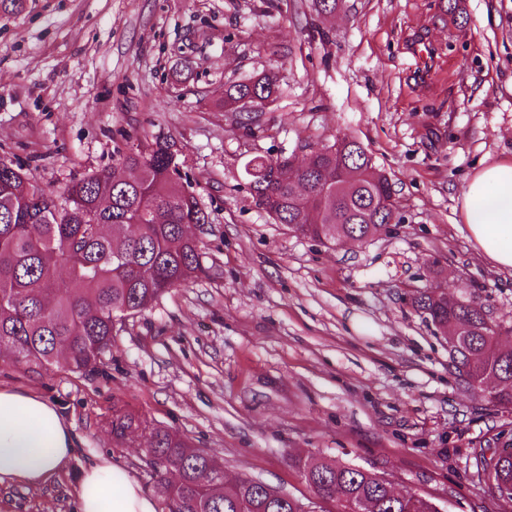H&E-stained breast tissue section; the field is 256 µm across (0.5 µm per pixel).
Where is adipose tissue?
Here are the masks:
<instances>
[{"mask_svg":"<svg viewBox=\"0 0 512 512\" xmlns=\"http://www.w3.org/2000/svg\"><path fill=\"white\" fill-rule=\"evenodd\" d=\"M462 214L471 239L489 259L512 268V159L472 174ZM74 451L73 429L55 405L24 390L0 388V485H49ZM76 499L78 512L156 510L125 468L107 459L83 471Z\"/></svg>","mask_w":512,"mask_h":512,"instance_id":"1","label":"adipose tissue"}]
</instances>
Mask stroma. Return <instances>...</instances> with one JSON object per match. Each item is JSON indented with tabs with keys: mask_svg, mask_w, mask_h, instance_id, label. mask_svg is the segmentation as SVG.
<instances>
[{
	"mask_svg": "<svg viewBox=\"0 0 512 512\" xmlns=\"http://www.w3.org/2000/svg\"><path fill=\"white\" fill-rule=\"evenodd\" d=\"M434 57L420 86L410 49ZM274 74L276 98L239 124L224 85ZM357 139L391 178L397 217L327 245L274 223L243 174L253 156L302 160ZM174 144L210 221L205 276L116 327L84 371L0 357V388L54 403L77 437L53 484L0 486V512H75L103 455L150 490L129 410L300 500L311 456L384 473L443 512H512L483 496L473 451L512 444V413L464 389L443 335L413 306L442 285L512 326V270L470 239L462 192L512 158V0H26L0 13V155L43 186L115 164L137 140Z\"/></svg>",
	"mask_w": 512,
	"mask_h": 512,
	"instance_id": "stroma-1",
	"label": "stroma"
}]
</instances>
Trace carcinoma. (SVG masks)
<instances>
[{"label": "carcinoma", "mask_w": 512, "mask_h": 512, "mask_svg": "<svg viewBox=\"0 0 512 512\" xmlns=\"http://www.w3.org/2000/svg\"><path fill=\"white\" fill-rule=\"evenodd\" d=\"M277 89L265 74L224 88V111L240 112L254 99L266 101ZM168 141L140 142L119 155L118 165L75 178L57 192L30 178L24 166L0 157V356L16 363L49 364L65 353L75 371L99 362L112 349L117 322L139 313L172 288L194 282L205 272L201 241L186 233L188 224H207L209 215L180 170L170 168ZM345 167L354 177L339 194L329 193L308 214L295 184L314 186L336 180V154L320 147L313 166L290 175L279 160L255 156L246 162L261 171L251 177L255 203L277 224L326 243L344 236L365 239L394 218L382 201L393 185L362 145L346 144ZM67 272L59 288V270ZM416 312L433 325L451 329L483 322L484 306L448 300L435 305L426 293L413 301ZM467 352L452 358L475 385L494 389L495 404L512 410V349L503 334L468 332ZM112 437L123 441L149 435L143 450L161 512H294L291 500L271 498L269 486L251 478L224 482V470L180 434L157 427L130 411L112 415ZM474 452L478 484L490 499L501 484H512V450L504 457ZM313 494L325 503L354 500L367 512H435L434 500L419 493L390 494L386 479L334 458L298 460Z\"/></svg>", "instance_id": "1"}]
</instances>
